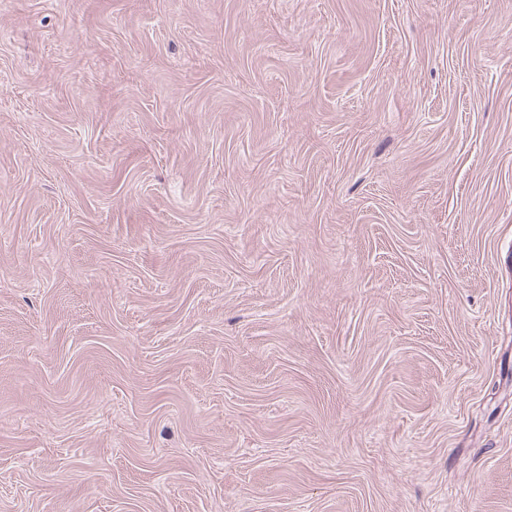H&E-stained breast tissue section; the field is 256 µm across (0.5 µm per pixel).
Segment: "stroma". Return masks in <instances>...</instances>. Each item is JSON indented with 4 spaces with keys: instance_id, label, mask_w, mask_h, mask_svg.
Listing matches in <instances>:
<instances>
[{
    "instance_id": "stroma-1",
    "label": "stroma",
    "mask_w": 512,
    "mask_h": 512,
    "mask_svg": "<svg viewBox=\"0 0 512 512\" xmlns=\"http://www.w3.org/2000/svg\"><path fill=\"white\" fill-rule=\"evenodd\" d=\"M512 0H0V512H512Z\"/></svg>"
}]
</instances>
